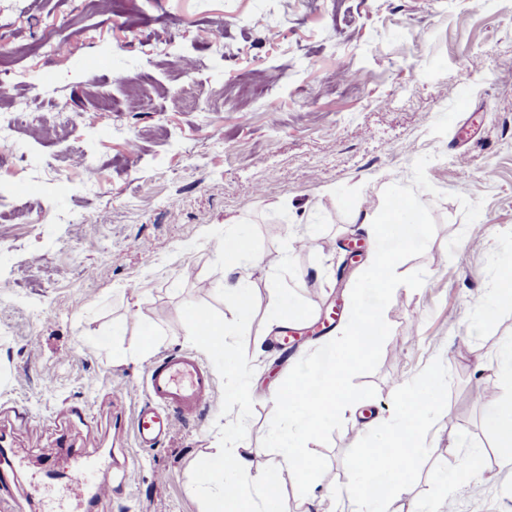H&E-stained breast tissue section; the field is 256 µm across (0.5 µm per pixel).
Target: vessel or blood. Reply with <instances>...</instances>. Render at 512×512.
Returning a JSON list of instances; mask_svg holds the SVG:
<instances>
[{"label": "vessel or blood", "mask_w": 512, "mask_h": 512, "mask_svg": "<svg viewBox=\"0 0 512 512\" xmlns=\"http://www.w3.org/2000/svg\"><path fill=\"white\" fill-rule=\"evenodd\" d=\"M142 399L133 416L137 447L156 448L168 441L176 424L195 425L215 406L214 382L207 365L191 352L166 355L146 367ZM30 499L44 502L45 512H106L121 486L112 467L98 459H78L60 484L44 477L30 482Z\"/></svg>", "instance_id": "obj_1"}]
</instances>
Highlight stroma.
I'll return each mask as SVG.
<instances>
[{
  "label": "stroma",
  "mask_w": 512,
  "mask_h": 512,
  "mask_svg": "<svg viewBox=\"0 0 512 512\" xmlns=\"http://www.w3.org/2000/svg\"><path fill=\"white\" fill-rule=\"evenodd\" d=\"M346 71L363 78L343 80ZM0 110L18 116L0 126V437L30 472L65 469L76 452L133 450L141 465L112 512H201L190 474L219 444V410L139 449L137 402L114 404L112 393L141 384L165 355L193 351L184 303L233 320L217 297L232 218L261 260L240 271L256 297L242 445L253 474L279 462L261 444L275 394L341 334L365 269L347 260L348 240L365 235L355 213L380 210L384 189L410 184L428 154L435 191L419 198L436 232L396 267L427 279L398 287L385 310L386 344L400 355L356 377L376 389L362 416L344 415L329 444L310 445L328 464L315 483L319 512H353L354 463L370 444L362 417L394 421L400 389L430 373L442 403L421 433L405 507L512 512V464L468 395L475 380L512 393L499 353L512 309L478 320L512 261V0H0ZM461 194L482 201L481 234L465 231ZM297 229L313 248L295 251ZM277 290L300 303L298 328L336 301L341 315L282 353L271 344ZM149 333L159 341L139 356ZM70 404L86 423L62 415ZM471 448L484 451L481 471L467 467Z\"/></svg>",
  "instance_id": "stroma-1"
}]
</instances>
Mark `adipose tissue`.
I'll list each match as a JSON object with an SVG mask.
<instances>
[{"label": "adipose tissue", "mask_w": 512, "mask_h": 512, "mask_svg": "<svg viewBox=\"0 0 512 512\" xmlns=\"http://www.w3.org/2000/svg\"><path fill=\"white\" fill-rule=\"evenodd\" d=\"M357 218L377 242L375 258L367 268L365 286L392 292L390 268L401 252L424 245L426 226L409 206L394 210L386 223L378 213L367 209L358 211ZM257 261L250 237L236 226L226 228L224 267L235 277L226 291L244 311L251 306V290L246 279L238 277L237 270L243 264ZM436 401L435 383L429 379L404 391L395 423H366L365 429L373 433L374 442L364 449L350 489L361 505L360 512H394V504L408 491L407 477L420 454V431ZM484 426L494 437L500 456L512 462V394L496 398L487 406Z\"/></svg>", "instance_id": "adipose-tissue-1"}]
</instances>
